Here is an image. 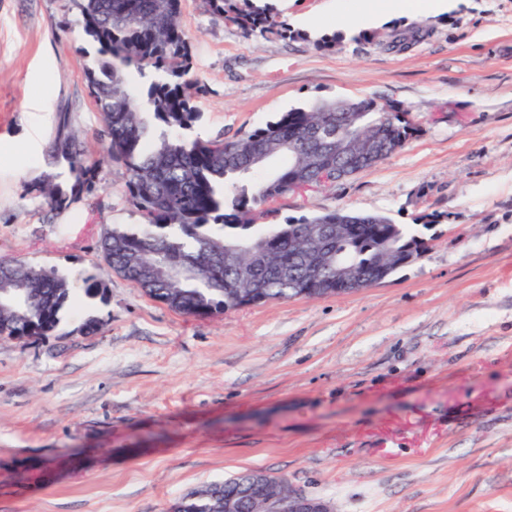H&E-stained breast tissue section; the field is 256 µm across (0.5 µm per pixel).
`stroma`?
Wrapping results in <instances>:
<instances>
[{"label": "stroma", "instance_id": "1", "mask_svg": "<svg viewBox=\"0 0 512 512\" xmlns=\"http://www.w3.org/2000/svg\"><path fill=\"white\" fill-rule=\"evenodd\" d=\"M336 0H269L300 38L245 41L181 0L204 138L232 139L323 100L372 98L418 131L334 188L285 196L283 224L333 210L388 216L421 257L350 294L183 315L108 273L98 243L140 223L103 157L86 91L96 55L68 0H0V258L94 274L102 296L62 330L0 340V512H169L246 470L334 512H512V0L354 23ZM426 28L402 52L392 33ZM96 191L47 217L29 190L61 113ZM96 317L90 334L79 325Z\"/></svg>", "mask_w": 512, "mask_h": 512}]
</instances>
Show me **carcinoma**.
Returning a JSON list of instances; mask_svg holds the SVG:
<instances>
[{
    "label": "carcinoma",
    "mask_w": 512,
    "mask_h": 512,
    "mask_svg": "<svg viewBox=\"0 0 512 512\" xmlns=\"http://www.w3.org/2000/svg\"><path fill=\"white\" fill-rule=\"evenodd\" d=\"M77 10L76 24L96 46L101 59L86 67L88 95L102 114L104 149L124 169L125 188L142 223L107 231L99 250L107 268L130 281L156 301L190 317L222 314L243 304L293 299L299 279L311 270L303 249L314 229L334 224L341 232L325 242L328 254L319 275H336L341 266L377 284L379 256L387 253L388 273L422 255L423 238L409 233L380 214L333 211L312 218L255 224L260 209L296 192L295 179L311 174L315 142L312 131L351 138L365 145L376 136L400 150L417 131L402 117L403 109L380 111L372 98H363L359 112H338L337 102L323 101L309 109L284 112L275 121L224 141L193 137L200 118L194 105L197 86L190 78L191 42L180 22L181 0H69ZM209 11L236 23L243 37L275 35L294 38L288 23L256 0H206ZM423 29L397 33L388 48L405 50L422 37ZM150 77L145 106L136 102L129 83L131 72ZM265 160L286 158L273 178L231 194L226 179L245 177ZM53 162L68 167L70 180H35L30 190L42 197L49 211L69 209L98 184V163L78 148L68 119L59 123L50 146ZM263 240L276 260L288 266V277L270 272L257 262L251 245ZM236 248L239 268H224V250ZM21 288L17 302L0 298V339L21 331L49 336L79 293L93 299L104 292L95 277L70 281L54 268L19 259L0 258V289ZM209 497L190 499V512H219L224 495L241 497L243 512H254L262 489L246 472L207 486Z\"/></svg>",
    "instance_id": "obj_1"
}]
</instances>
